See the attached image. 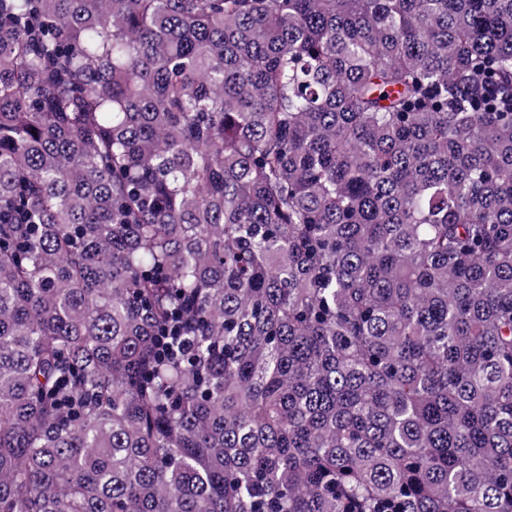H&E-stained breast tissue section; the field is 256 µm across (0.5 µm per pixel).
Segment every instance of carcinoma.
I'll use <instances>...</instances> for the list:
<instances>
[{"label":"carcinoma","instance_id":"obj_1","mask_svg":"<svg viewBox=\"0 0 512 512\" xmlns=\"http://www.w3.org/2000/svg\"><path fill=\"white\" fill-rule=\"evenodd\" d=\"M0 512H512V0H0Z\"/></svg>","mask_w":512,"mask_h":512}]
</instances>
